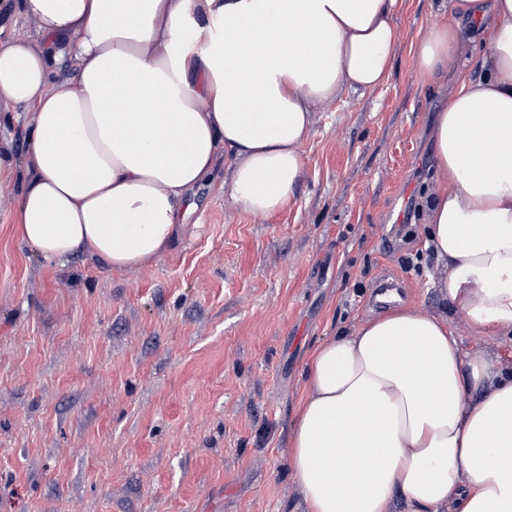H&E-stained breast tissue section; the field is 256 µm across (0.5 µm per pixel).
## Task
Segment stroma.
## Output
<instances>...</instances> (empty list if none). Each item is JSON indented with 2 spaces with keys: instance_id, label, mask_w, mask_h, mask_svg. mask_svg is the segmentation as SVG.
<instances>
[{
  "instance_id": "stroma-1",
  "label": "stroma",
  "mask_w": 512,
  "mask_h": 512,
  "mask_svg": "<svg viewBox=\"0 0 512 512\" xmlns=\"http://www.w3.org/2000/svg\"><path fill=\"white\" fill-rule=\"evenodd\" d=\"M404 0L388 84L320 106L282 210L237 206L216 170L171 248L115 270L45 263L16 231L30 115L0 112V512H304L288 438L318 343L400 301L440 308L420 204L447 90Z\"/></svg>"
}]
</instances>
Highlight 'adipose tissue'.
Wrapping results in <instances>:
<instances>
[{
  "instance_id": "adipose-tissue-1",
  "label": "adipose tissue",
  "mask_w": 512,
  "mask_h": 512,
  "mask_svg": "<svg viewBox=\"0 0 512 512\" xmlns=\"http://www.w3.org/2000/svg\"><path fill=\"white\" fill-rule=\"evenodd\" d=\"M401 2L16 0L39 31L0 44V110L32 113L21 239L48 261L147 265L219 164L244 211L279 210L316 108L390 79ZM428 7L415 68L455 81L424 199L443 309L398 305L313 348L288 439L305 512H512V367L464 353L448 318L512 345V0Z\"/></svg>"
}]
</instances>
